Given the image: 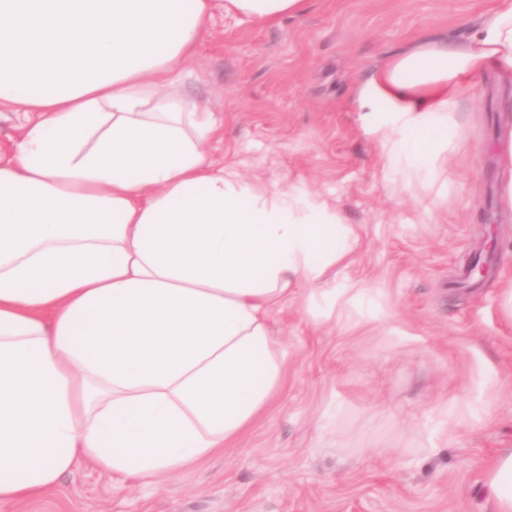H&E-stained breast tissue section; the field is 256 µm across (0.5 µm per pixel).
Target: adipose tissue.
Wrapping results in <instances>:
<instances>
[{
    "instance_id": "adipose-tissue-1",
    "label": "adipose tissue",
    "mask_w": 512,
    "mask_h": 512,
    "mask_svg": "<svg viewBox=\"0 0 512 512\" xmlns=\"http://www.w3.org/2000/svg\"><path fill=\"white\" fill-rule=\"evenodd\" d=\"M308 0H0V103L36 113L0 162V504L82 461L157 477L246 430L281 378L270 310L356 246L297 189L210 162L224 121L168 87L215 10ZM512 85V0L357 90L384 172L435 183L476 82Z\"/></svg>"
}]
</instances>
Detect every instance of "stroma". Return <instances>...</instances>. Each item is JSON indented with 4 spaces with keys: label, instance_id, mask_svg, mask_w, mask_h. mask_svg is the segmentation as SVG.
Returning <instances> with one entry per match:
<instances>
[{
    "label": "stroma",
    "instance_id": "obj_1",
    "mask_svg": "<svg viewBox=\"0 0 512 512\" xmlns=\"http://www.w3.org/2000/svg\"><path fill=\"white\" fill-rule=\"evenodd\" d=\"M494 0H309L273 24L214 12L171 75L224 118L216 165L326 202L359 244L272 310L280 386L224 451L142 479L89 462L0 512H496L491 463L512 451V220L496 135L512 91L486 77L458 114L467 139L434 185L385 176L356 88L423 39L464 41ZM493 272L456 274L483 242ZM342 288L334 308L323 289ZM372 295L373 313L352 299Z\"/></svg>",
    "mask_w": 512,
    "mask_h": 512
}]
</instances>
